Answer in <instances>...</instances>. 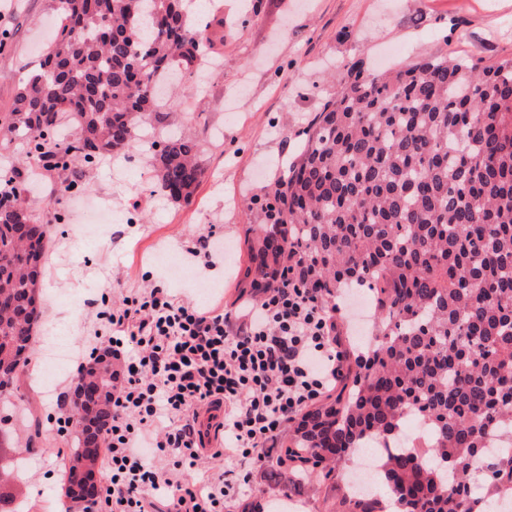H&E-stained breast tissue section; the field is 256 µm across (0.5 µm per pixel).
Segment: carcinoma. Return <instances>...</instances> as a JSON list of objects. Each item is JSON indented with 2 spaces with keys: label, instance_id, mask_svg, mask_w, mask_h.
<instances>
[{
  "label": "carcinoma",
  "instance_id": "1",
  "mask_svg": "<svg viewBox=\"0 0 512 512\" xmlns=\"http://www.w3.org/2000/svg\"><path fill=\"white\" fill-rule=\"evenodd\" d=\"M57 0L60 23L36 69L0 113V135L26 144L24 163L58 172L114 157L162 121L160 80L204 59L224 18L190 22L194 0ZM70 119L74 138H55ZM299 153L267 192L266 224L249 228L245 287L273 288L286 267L330 302L368 291L373 342L339 388L303 412L289 464L321 485L361 449H385L378 469L397 512H489L512 484V58L482 66L446 54L384 73L352 64L302 131ZM199 144L159 133L157 188L192 199ZM57 218L0 193V384H13L40 313V265ZM429 430L404 450L402 425ZM11 462H0V512H20ZM345 512H381L348 491Z\"/></svg>",
  "mask_w": 512,
  "mask_h": 512
}]
</instances>
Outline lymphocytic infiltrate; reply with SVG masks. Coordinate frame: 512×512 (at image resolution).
I'll use <instances>...</instances> for the list:
<instances>
[{
	"instance_id": "f902f5d3",
	"label": "lymphocytic infiltrate",
	"mask_w": 512,
	"mask_h": 512,
	"mask_svg": "<svg viewBox=\"0 0 512 512\" xmlns=\"http://www.w3.org/2000/svg\"><path fill=\"white\" fill-rule=\"evenodd\" d=\"M98 318L120 376L103 436L107 512H224L288 422L343 374L336 317L285 271L244 315L201 311L157 285ZM203 406L225 411L222 447H205ZM205 450L224 466L198 483L191 474Z\"/></svg>"
}]
</instances>
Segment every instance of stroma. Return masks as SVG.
Masks as SVG:
<instances>
[{"label":"stroma","instance_id":"1","mask_svg":"<svg viewBox=\"0 0 512 512\" xmlns=\"http://www.w3.org/2000/svg\"><path fill=\"white\" fill-rule=\"evenodd\" d=\"M224 15V40L204 77L182 78L186 108L171 114L168 132L195 138L204 175L189 203L153 189L148 156L133 146L123 166L103 157L84 166L73 192L50 196L54 176L45 173L25 192L35 212L56 213L43 261V301L33 349L18 371L10 397L0 402V434L16 449L15 480L26 512H81L67 497L61 476L75 431L56 434L51 419L69 412L75 369L49 373L54 337L73 349H107L96 336L102 306L165 281L171 294L204 311L241 308L238 286L248 262L245 231L263 214L258 194L291 150L295 135L336 94V79L356 62L382 69L445 53L485 65L512 57V0H259L243 12L242 0H213ZM54 0H0V31L12 46L0 53V112L10 108L20 80L33 70L60 18ZM239 97L235 111L224 99ZM109 207L112 222L96 232L82 224L87 202ZM223 237V249L195 256L201 234ZM65 310L70 324H59ZM351 469L316 485L283 473L267 458L246 494L228 512H266L284 499L288 512H333Z\"/></svg>","mask_w":512,"mask_h":512}]
</instances>
